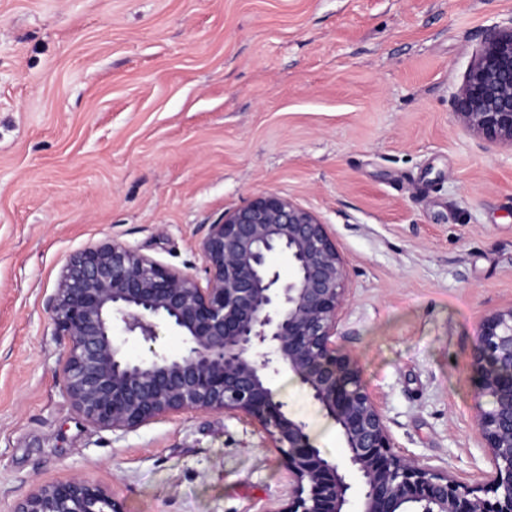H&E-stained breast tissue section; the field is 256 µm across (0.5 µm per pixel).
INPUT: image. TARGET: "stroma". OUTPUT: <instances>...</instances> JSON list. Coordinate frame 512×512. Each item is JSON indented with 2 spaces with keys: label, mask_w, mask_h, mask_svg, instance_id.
Returning <instances> with one entry per match:
<instances>
[{
  "label": "stroma",
  "mask_w": 512,
  "mask_h": 512,
  "mask_svg": "<svg viewBox=\"0 0 512 512\" xmlns=\"http://www.w3.org/2000/svg\"><path fill=\"white\" fill-rule=\"evenodd\" d=\"M512 0H0V512L85 476L124 512H277L288 471L255 428L187 412L82 422L47 305L68 258L117 240L205 279L208 225L261 192L328 224L337 332L401 454L490 471L469 380L479 324L512 303V147L451 95ZM272 385L338 459L334 421Z\"/></svg>",
  "instance_id": "stroma-1"
}]
</instances>
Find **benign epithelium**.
I'll return each instance as SVG.
<instances>
[{"instance_id":"1","label":"benign epithelium","mask_w":512,"mask_h":512,"mask_svg":"<svg viewBox=\"0 0 512 512\" xmlns=\"http://www.w3.org/2000/svg\"><path fill=\"white\" fill-rule=\"evenodd\" d=\"M452 106L480 138L512 146V23L488 29ZM200 250L204 284L117 241L69 258L48 314L64 347L61 389L84 422L130 432L190 411L246 420L288 470V504L277 512H347L355 481L361 512H512V303L482 321L471 349L475 420L491 464L473 487L394 451L380 398L337 335L345 264L314 212L263 192L208 225ZM272 253L288 261V279L269 264ZM164 328L182 337L184 353L163 351ZM128 338L146 354L129 357ZM282 371L335 422L342 459L324 456L288 412L271 385ZM12 512L123 509L111 491L75 477L36 486Z\"/></svg>"}]
</instances>
